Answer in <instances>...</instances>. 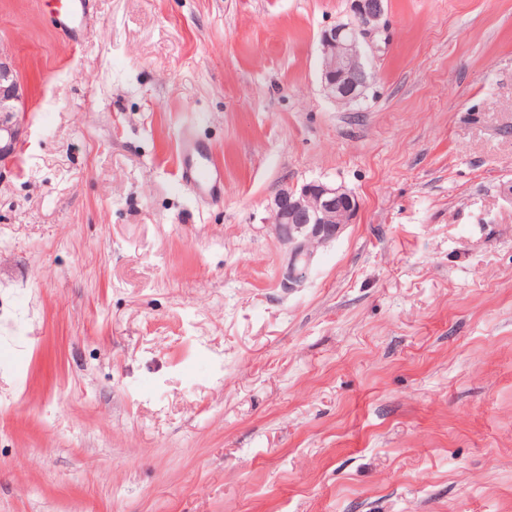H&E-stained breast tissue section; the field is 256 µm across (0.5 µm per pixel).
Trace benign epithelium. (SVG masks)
Masks as SVG:
<instances>
[{"mask_svg": "<svg viewBox=\"0 0 512 512\" xmlns=\"http://www.w3.org/2000/svg\"><path fill=\"white\" fill-rule=\"evenodd\" d=\"M353 19L322 30V83L334 100L350 104L363 97L368 86L364 43L380 29L385 0H353ZM24 94L15 68L0 61V163L12 156L20 135L17 114ZM358 200L342 185L314 180L301 186L284 185L271 198L270 229L284 246L281 282L299 288L309 279L318 248L335 241L352 223Z\"/></svg>", "mask_w": 512, "mask_h": 512, "instance_id": "benign-epithelium-1", "label": "benign epithelium"}]
</instances>
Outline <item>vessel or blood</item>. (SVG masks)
Segmentation results:
<instances>
[{"label": "vessel or blood", "instance_id": "vessel-or-blood-1", "mask_svg": "<svg viewBox=\"0 0 512 512\" xmlns=\"http://www.w3.org/2000/svg\"><path fill=\"white\" fill-rule=\"evenodd\" d=\"M53 24L68 40L81 41L88 35V0H52ZM208 152L189 133H180L175 158L180 183L191 186L199 195L215 197L224 187V172L208 162Z\"/></svg>", "mask_w": 512, "mask_h": 512}]
</instances>
